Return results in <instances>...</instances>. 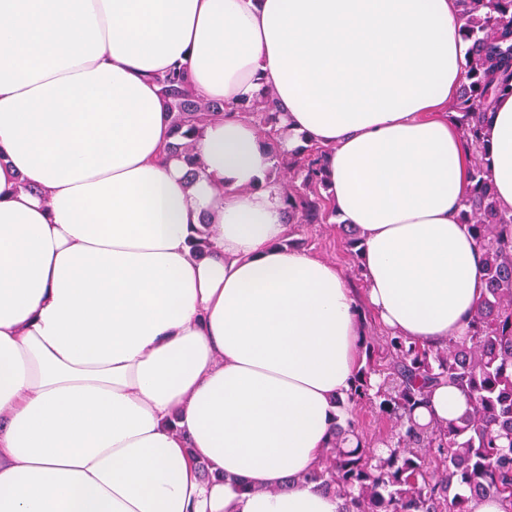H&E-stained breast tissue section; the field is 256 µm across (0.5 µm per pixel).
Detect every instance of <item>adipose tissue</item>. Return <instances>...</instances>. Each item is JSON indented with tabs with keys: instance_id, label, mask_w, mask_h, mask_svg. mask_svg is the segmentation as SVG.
Masks as SVG:
<instances>
[{
	"instance_id": "obj_1",
	"label": "adipose tissue",
	"mask_w": 512,
	"mask_h": 512,
	"mask_svg": "<svg viewBox=\"0 0 512 512\" xmlns=\"http://www.w3.org/2000/svg\"><path fill=\"white\" fill-rule=\"evenodd\" d=\"M462 26L456 0H0V512H341L292 479L360 366L358 301L335 263L282 247L250 122L208 125L187 176L156 79L187 65L229 104L273 87L278 147L329 149L384 332L439 347L483 293L472 148L448 120ZM487 143L512 210V94ZM467 406L442 385L413 417Z\"/></svg>"
}]
</instances>
